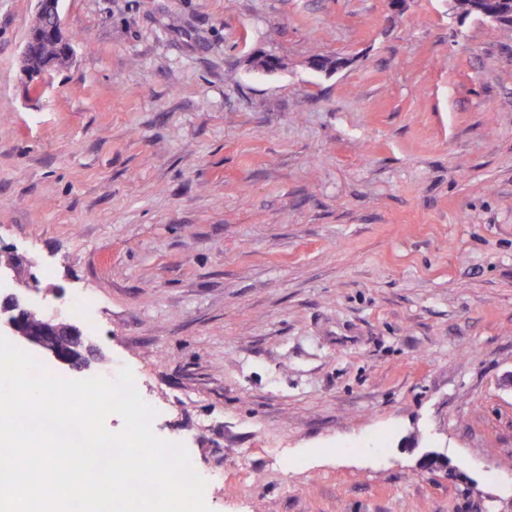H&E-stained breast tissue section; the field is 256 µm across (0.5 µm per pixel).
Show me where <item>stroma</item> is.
I'll use <instances>...</instances> for the list:
<instances>
[{
	"label": "stroma",
	"instance_id": "stroma-1",
	"mask_svg": "<svg viewBox=\"0 0 512 512\" xmlns=\"http://www.w3.org/2000/svg\"><path fill=\"white\" fill-rule=\"evenodd\" d=\"M59 10L35 94L37 2L0 0V255L27 305L90 298L92 375L132 370L212 512H512V33L448 0ZM69 60L70 57H66L64 50L49 44L44 47L42 54L30 60L29 67L31 70L42 72L52 64H57L55 68L65 66Z\"/></svg>",
	"mask_w": 512,
	"mask_h": 512
}]
</instances>
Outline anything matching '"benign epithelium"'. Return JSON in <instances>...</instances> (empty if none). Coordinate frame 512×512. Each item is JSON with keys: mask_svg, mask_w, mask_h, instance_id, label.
<instances>
[{"mask_svg": "<svg viewBox=\"0 0 512 512\" xmlns=\"http://www.w3.org/2000/svg\"><path fill=\"white\" fill-rule=\"evenodd\" d=\"M38 13L44 15V31L27 38L21 59H26L40 37L49 38L72 51L64 33L59 0H38ZM30 310L16 293L0 296V335L13 337L24 347H32L56 362L76 371L87 370L97 358V349L76 323L59 315H46L34 326L29 323Z\"/></svg>", "mask_w": 512, "mask_h": 512, "instance_id": "benign-epithelium-1", "label": "benign epithelium"}]
</instances>
